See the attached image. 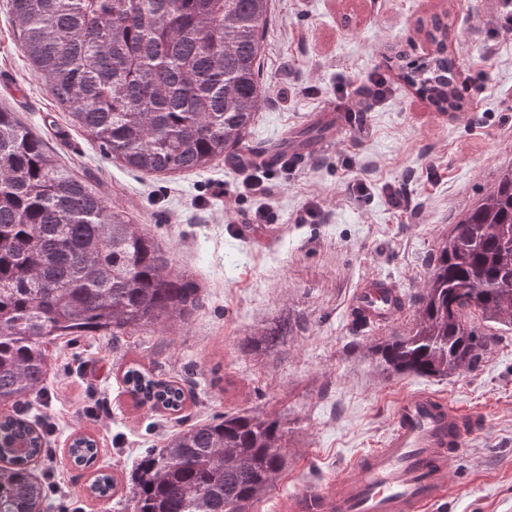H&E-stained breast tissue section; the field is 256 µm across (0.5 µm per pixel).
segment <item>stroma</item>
Returning a JSON list of instances; mask_svg holds the SVG:
<instances>
[{
    "label": "stroma",
    "instance_id": "stroma-1",
    "mask_svg": "<svg viewBox=\"0 0 512 512\" xmlns=\"http://www.w3.org/2000/svg\"><path fill=\"white\" fill-rule=\"evenodd\" d=\"M512 0H272L261 59L265 103L246 148L264 153L308 130L348 92L356 112L292 172L265 166L271 188L244 189L245 169L224 161L197 172L152 175L113 160L80 129L33 75L7 0H0V107L15 112L45 152L153 236L175 270L199 284L203 305L182 325L120 336H70L48 344L41 397L22 408L0 402V418L22 412L47 445L34 467L46 484V512H128L130 476L141 453L170 435L227 413L278 419L286 465L251 512H287L303 485L327 486L353 455L380 447L395 403L426 389L479 425L451 464L448 491L434 512H512V326L480 312L464 319L492 342L476 367L446 377L383 372L373 352L417 324L430 263L464 212L512 166ZM449 15L446 52L463 97L442 112L399 78L395 53L431 52L422 27ZM388 76L381 101L366 97L369 75ZM317 94H308V86ZM364 181V194L351 192ZM400 186L411 206L388 201ZM324 219L303 224L308 203ZM259 208L271 221L251 223ZM392 279L404 307L360 325L351 302L362 282ZM285 327L283 343L255 339ZM136 367L186 392L180 412L141 404L123 384ZM91 436L93 465L67 449ZM111 474L110 497L91 494L97 472Z\"/></svg>",
    "mask_w": 512,
    "mask_h": 512
}]
</instances>
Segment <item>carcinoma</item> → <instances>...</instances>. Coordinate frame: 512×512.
<instances>
[{"mask_svg": "<svg viewBox=\"0 0 512 512\" xmlns=\"http://www.w3.org/2000/svg\"><path fill=\"white\" fill-rule=\"evenodd\" d=\"M32 72L98 145L126 167L154 175L239 157L265 99L260 65L271 0H8ZM426 36L434 56L403 60L402 79L444 112L462 108L448 23ZM200 288L173 272L155 239L54 164L41 140L0 108V401L39 394L44 345L67 336H116L182 324ZM407 336L374 347L395 375L470 371L493 337H477L463 312L512 326V167L464 213L436 253ZM143 402L176 411L185 391L137 369L124 375ZM276 419L226 413L192 425L140 457L132 512H250L283 470ZM44 435L28 420L0 419V512H39L42 482L27 468ZM85 466L94 439L73 438ZM114 486L100 472L89 488Z\"/></svg>", "mask_w": 512, "mask_h": 512, "instance_id": "1", "label": "carcinoma"}]
</instances>
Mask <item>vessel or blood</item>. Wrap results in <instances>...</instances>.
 Segmentation results:
<instances>
[{
    "label": "vessel or blood",
    "mask_w": 512,
    "mask_h": 512,
    "mask_svg": "<svg viewBox=\"0 0 512 512\" xmlns=\"http://www.w3.org/2000/svg\"><path fill=\"white\" fill-rule=\"evenodd\" d=\"M395 286L368 282L353 311L367 320L395 312ZM395 425L381 447L354 456L347 476L331 488L306 485L288 499V512H430L447 490L448 464L476 424L441 397L417 391L394 406Z\"/></svg>",
    "instance_id": "vessel-or-blood-1"
}]
</instances>
